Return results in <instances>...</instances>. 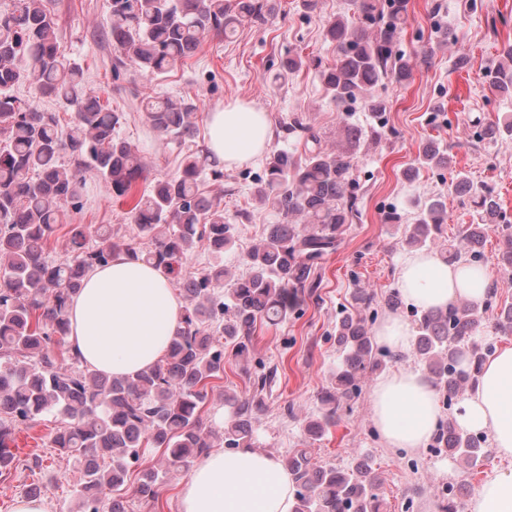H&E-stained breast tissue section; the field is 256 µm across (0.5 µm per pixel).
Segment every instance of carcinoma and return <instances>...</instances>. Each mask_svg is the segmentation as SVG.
Instances as JSON below:
<instances>
[{
    "mask_svg": "<svg viewBox=\"0 0 512 512\" xmlns=\"http://www.w3.org/2000/svg\"><path fill=\"white\" fill-rule=\"evenodd\" d=\"M358 17L343 15L328 22L325 37L336 48V63L320 71L323 86L338 104L362 100L382 117L385 105L370 95L380 80L401 83L415 62L393 52L406 0H355ZM269 0H111L109 35L118 61L155 75L165 74L191 58L210 33L231 38L239 29L274 16ZM485 77L492 88L512 95V68L499 64ZM40 95H53L75 112L69 130L52 112L8 94L17 82ZM151 126L171 151H181L196 131L193 105L182 99L143 98ZM121 113L112 111L90 88L83 71L70 65L56 35V20L45 0H15L0 13V471L14 459L9 448L18 423L62 416L50 447L83 470L76 490V512H127L131 467L149 448H162L167 467L144 471L134 495L155 500L173 472H187L215 442L227 448L254 447L252 424L262 410L261 394L271 388L275 371L254 377L250 395L224 393L228 418L220 431L203 425L199 412L208 399V381L224 372V348L248 358L256 327L277 325L320 286L322 263L335 252L348 225L358 217L353 154L362 130L345 124L343 151L322 144L301 116L285 128L294 149L266 158L257 180L259 201L272 202L280 222L247 253L248 272L238 278L224 267V251L234 244L233 225L224 209L199 193L205 160L187 155L181 170L155 181L133 208L134 223L154 240L138 250L112 239L99 225V243H89L88 225H69L66 257L55 262L46 253L60 227L62 213L81 204L84 173L95 171L116 197L126 196L146 178L148 164L129 142L116 137ZM512 135V117L482 127L479 136ZM69 156L71 163L61 162ZM420 164L450 167L438 143L427 142ZM459 193L476 195L481 223L459 231L457 244L442 236L447 204L430 198L418 207L415 223L405 225L402 239L410 247L436 252L456 262L466 254L482 261L481 246L501 206L476 192L464 178ZM512 229L504 224L506 242L498 264L512 269ZM206 241L213 262L201 276L179 283L185 299L183 319L169 341L164 360L132 376L112 377L85 365L66 345L67 307L94 267L124 254L180 276L195 245ZM491 293L479 310L466 302L420 313L415 319L414 354L447 405L462 398L477 379L484 355L493 345L478 340L482 314L493 307ZM377 306V295L358 286L336 323L339 360L330 385L319 394L318 416L302 423L304 437L324 434L339 421L338 412L358 393L367 376L383 370L390 356L372 340L364 314ZM494 327L512 334V303L500 308ZM487 440L462 430L455 419L444 421L433 438L436 451L474 468L488 455ZM294 480V512H384L378 473L362 459L339 467L312 461L299 448L284 462ZM439 512H457L454 487L434 493Z\"/></svg>",
    "mask_w": 512,
    "mask_h": 512,
    "instance_id": "cac0c4a2",
    "label": "carcinoma"
}]
</instances>
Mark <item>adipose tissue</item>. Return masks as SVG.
Masks as SVG:
<instances>
[{
  "label": "adipose tissue",
  "instance_id": "adipose-tissue-1",
  "mask_svg": "<svg viewBox=\"0 0 512 512\" xmlns=\"http://www.w3.org/2000/svg\"><path fill=\"white\" fill-rule=\"evenodd\" d=\"M272 143L265 112L236 100L211 113L210 156L234 168L262 156ZM403 301L420 311L464 299L482 306L490 272L467 261L445 263L427 251L399 259ZM184 303L168 271L125 255L94 268L69 307V342L84 364L112 376H131L160 363ZM443 412L438 392L419 368L382 376L371 397V420L387 447L417 450L432 441ZM466 431L489 436L498 456L512 458V346L489 357L457 407ZM293 480L280 460L254 448L219 450L199 461L179 494V512H294ZM466 512H512V469L486 479Z\"/></svg>",
  "mask_w": 512,
  "mask_h": 512
}]
</instances>
